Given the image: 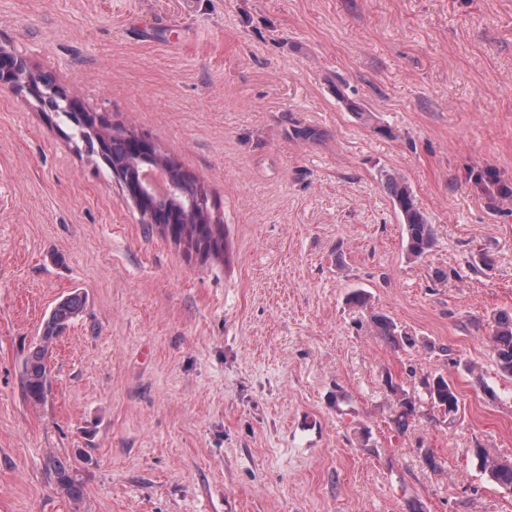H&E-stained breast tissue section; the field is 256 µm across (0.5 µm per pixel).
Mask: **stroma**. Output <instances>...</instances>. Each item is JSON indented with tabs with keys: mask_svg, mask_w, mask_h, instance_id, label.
<instances>
[{
	"mask_svg": "<svg viewBox=\"0 0 512 512\" xmlns=\"http://www.w3.org/2000/svg\"><path fill=\"white\" fill-rule=\"evenodd\" d=\"M0 45L151 140L224 226L223 257L186 251L63 115L0 86V512H512L473 454L512 461L490 348L512 203L473 180L512 186V0H0ZM387 172L434 227L422 257ZM76 289L32 403L23 360ZM429 394L435 404L444 407L448 411V416L454 415L457 412L459 400L456 391L443 376L438 377L433 383ZM48 467L54 474L56 484L61 491L73 501L82 499L84 489L76 468L74 469L67 461L55 456L49 457Z\"/></svg>",
	"mask_w": 512,
	"mask_h": 512,
	"instance_id": "1",
	"label": "stroma"
}]
</instances>
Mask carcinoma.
Returning <instances> with one entry per match:
<instances>
[{
	"label": "carcinoma",
	"instance_id": "1",
	"mask_svg": "<svg viewBox=\"0 0 512 512\" xmlns=\"http://www.w3.org/2000/svg\"><path fill=\"white\" fill-rule=\"evenodd\" d=\"M129 138L123 134L108 135V162L111 168H120L129 174L130 179L141 185V172L146 167L160 170V174L178 187V192L172 196H149L148 202L157 210V215L169 217L182 216L184 223L176 225L179 235L184 238V245L189 250L201 252L214 258L220 257L224 252V225L214 220L209 212H189L187 202L196 197L202 187L187 173L182 171L174 161L163 155L156 159L150 157L141 160L129 149ZM386 188L394 207L401 213L407 236V251L413 257H421L428 252L434 244V231L427 217L417 207L412 191L403 180L389 174L383 175ZM85 299L75 291L60 299L53 307L42 325L40 341L29 349L24 359L21 374L23 391L34 404L42 403L51 384V373L48 370L46 355L53 340L59 337L70 323L83 312ZM377 335L390 343L403 339L397 327L381 315H371ZM494 326L491 334V348L500 370L512 376V316H493ZM430 398L434 403L453 415L458 410V397L454 387L442 376L433 383ZM480 468L487 479L505 491H512V463L498 460L479 451ZM48 467L54 474L58 487L71 500L79 501L83 497L84 489L78 470L68 462L51 456Z\"/></svg>",
	"mask_w": 512,
	"mask_h": 512
}]
</instances>
